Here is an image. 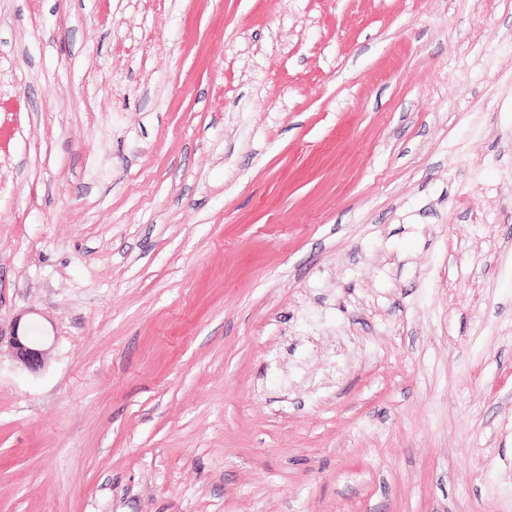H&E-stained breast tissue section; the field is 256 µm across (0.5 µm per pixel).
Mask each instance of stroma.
I'll return each mask as SVG.
<instances>
[{
	"label": "stroma",
	"mask_w": 512,
	"mask_h": 512,
	"mask_svg": "<svg viewBox=\"0 0 512 512\" xmlns=\"http://www.w3.org/2000/svg\"><path fill=\"white\" fill-rule=\"evenodd\" d=\"M0 512H512V0H0ZM12 339V349L16 359L29 371H40L45 365L46 350L30 336L19 334V325L15 328Z\"/></svg>",
	"instance_id": "stroma-1"
}]
</instances>
